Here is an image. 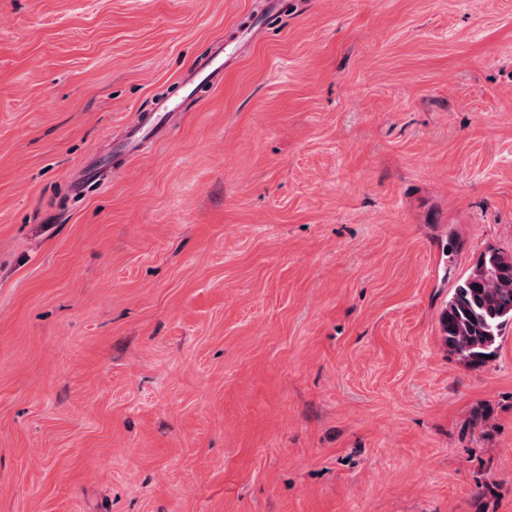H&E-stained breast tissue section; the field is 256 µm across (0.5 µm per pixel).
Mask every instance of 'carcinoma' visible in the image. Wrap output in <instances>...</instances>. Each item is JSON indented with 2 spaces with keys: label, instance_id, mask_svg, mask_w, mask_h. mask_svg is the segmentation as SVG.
<instances>
[{
  "label": "carcinoma",
  "instance_id": "cac0c4a2",
  "mask_svg": "<svg viewBox=\"0 0 512 512\" xmlns=\"http://www.w3.org/2000/svg\"><path fill=\"white\" fill-rule=\"evenodd\" d=\"M512 321V256L481 254L458 280L439 318L448 351L468 367L496 355L502 330Z\"/></svg>",
  "mask_w": 512,
  "mask_h": 512
}]
</instances>
